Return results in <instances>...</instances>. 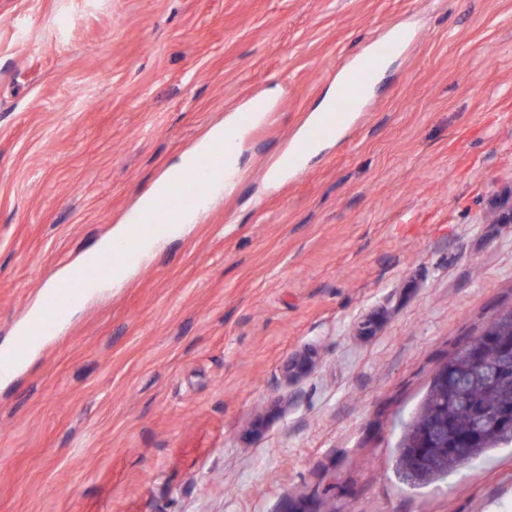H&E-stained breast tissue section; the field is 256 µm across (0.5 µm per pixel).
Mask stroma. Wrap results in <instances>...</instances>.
Returning a JSON list of instances; mask_svg holds the SVG:
<instances>
[{"instance_id": "obj_1", "label": "stroma", "mask_w": 512, "mask_h": 512, "mask_svg": "<svg viewBox=\"0 0 512 512\" xmlns=\"http://www.w3.org/2000/svg\"><path fill=\"white\" fill-rule=\"evenodd\" d=\"M394 28L363 109L273 182ZM254 98L234 187L0 385V512H512V447L419 489L393 461L512 309V0H0V348Z\"/></svg>"}]
</instances>
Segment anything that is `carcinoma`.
<instances>
[{
    "mask_svg": "<svg viewBox=\"0 0 512 512\" xmlns=\"http://www.w3.org/2000/svg\"><path fill=\"white\" fill-rule=\"evenodd\" d=\"M485 331L489 335L475 338L481 346L480 360L470 359V346L466 345L454 352L445 363L453 372L463 374L468 380L463 401L449 402L448 381L440 368L418 409L409 421L403 423L395 457V470L404 484L415 487L442 480L484 458L493 449L512 445V426L502 425L496 418L498 410L512 406V398L507 391L491 384L486 376L487 371L498 363L503 344L512 340L507 336V332L512 331V319L499 315L487 324ZM468 403L476 404L488 413L487 431L483 439L467 448L463 456L446 450L442 443L434 441L428 444L425 457L420 461L416 460L412 448L423 430L432 423L449 421L459 434L470 430L474 417L466 407Z\"/></svg>",
    "mask_w": 512,
    "mask_h": 512,
    "instance_id": "1",
    "label": "carcinoma"
}]
</instances>
